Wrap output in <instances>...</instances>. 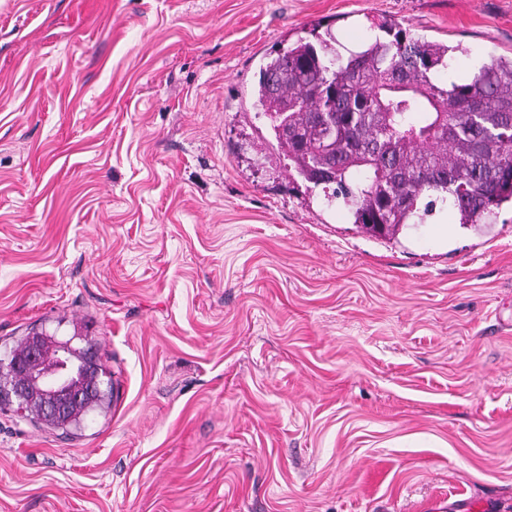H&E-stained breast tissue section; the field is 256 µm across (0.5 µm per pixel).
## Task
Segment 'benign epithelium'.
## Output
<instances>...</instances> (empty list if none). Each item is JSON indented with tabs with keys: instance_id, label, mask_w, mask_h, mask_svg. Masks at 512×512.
Segmentation results:
<instances>
[{
	"instance_id": "benign-epithelium-1",
	"label": "benign epithelium",
	"mask_w": 512,
	"mask_h": 512,
	"mask_svg": "<svg viewBox=\"0 0 512 512\" xmlns=\"http://www.w3.org/2000/svg\"><path fill=\"white\" fill-rule=\"evenodd\" d=\"M43 350L42 337H30L26 352L13 361L15 377L10 394L21 408L35 403L43 415L62 421L99 389L100 370L89 354L79 368H73L75 352L69 341L55 342L51 362L44 359Z\"/></svg>"
}]
</instances>
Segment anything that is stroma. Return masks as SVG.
Returning <instances> with one entry per match:
<instances>
[{
    "label": "stroma",
    "instance_id": "35a3bbf8",
    "mask_svg": "<svg viewBox=\"0 0 512 512\" xmlns=\"http://www.w3.org/2000/svg\"><path fill=\"white\" fill-rule=\"evenodd\" d=\"M385 20L512 55V0H0V359L91 341L113 387L0 405V512H512V208L371 235L255 116Z\"/></svg>",
    "mask_w": 512,
    "mask_h": 512
}]
</instances>
